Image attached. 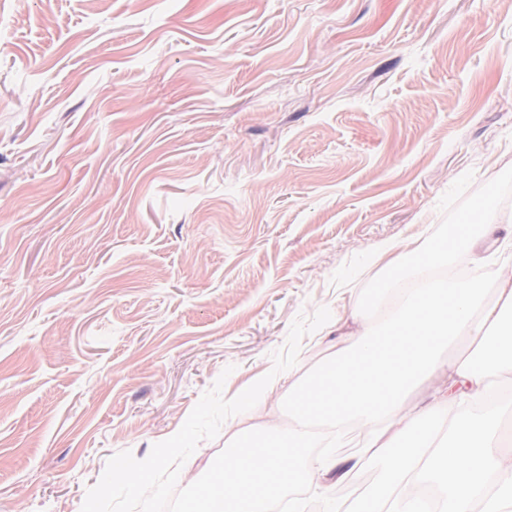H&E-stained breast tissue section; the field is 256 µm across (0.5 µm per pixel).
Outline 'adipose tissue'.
<instances>
[{
  "label": "adipose tissue",
  "mask_w": 512,
  "mask_h": 512,
  "mask_svg": "<svg viewBox=\"0 0 512 512\" xmlns=\"http://www.w3.org/2000/svg\"><path fill=\"white\" fill-rule=\"evenodd\" d=\"M472 231L395 268L376 291L394 295V309L381 327H365L356 351L328 364L329 377L311 378L290 397L297 422L292 431L257 428L254 445L226 449L224 462L197 488L196 512H265L289 482L318 474L317 494L328 512L330 495L345 475L329 455L312 457L305 448L308 426L319 419L332 427L356 421L366 441L358 462L381 466L380 485L353 512H418L404 486L431 480L443 490L440 512H512V465L500 451L496 413L474 415L472 399L485 398L503 378L512 377V244L496 251L493 271L473 253ZM456 259L472 263L461 279H431L427 273ZM500 284L495 304L482 303L489 278ZM469 337L472 352L442 367L438 352L454 337ZM447 371L448 386L419 414H403L404 397L419 380ZM447 429L440 446L435 435Z\"/></svg>",
  "instance_id": "adipose-tissue-1"
}]
</instances>
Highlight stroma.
I'll list each match as a JSON object with an SVG mask.
<instances>
[{
	"label": "stroma",
	"instance_id": "obj_1",
	"mask_svg": "<svg viewBox=\"0 0 512 512\" xmlns=\"http://www.w3.org/2000/svg\"><path fill=\"white\" fill-rule=\"evenodd\" d=\"M512 0H0V512H81L223 369L236 431L379 325L394 257L512 227ZM380 478L335 484L345 512Z\"/></svg>",
	"mask_w": 512,
	"mask_h": 512
}]
</instances>
